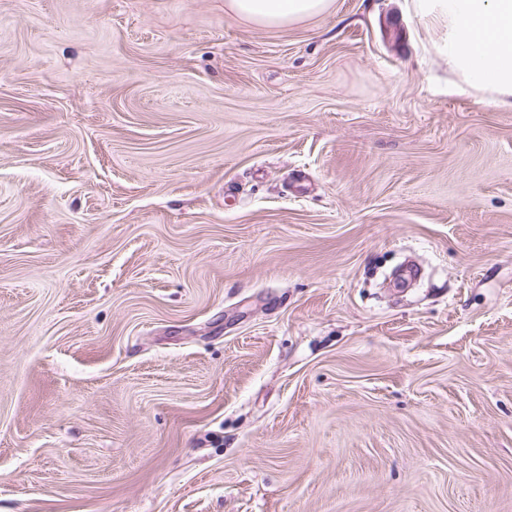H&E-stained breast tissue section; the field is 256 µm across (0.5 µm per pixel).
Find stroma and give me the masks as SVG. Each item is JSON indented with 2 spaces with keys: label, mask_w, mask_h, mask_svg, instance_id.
I'll use <instances>...</instances> for the list:
<instances>
[{
  "label": "stroma",
  "mask_w": 512,
  "mask_h": 512,
  "mask_svg": "<svg viewBox=\"0 0 512 512\" xmlns=\"http://www.w3.org/2000/svg\"><path fill=\"white\" fill-rule=\"evenodd\" d=\"M404 0H0V512H512V110ZM334 0H226L230 15L263 27H285L317 17L333 5Z\"/></svg>",
  "instance_id": "obj_1"
}]
</instances>
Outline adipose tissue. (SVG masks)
I'll return each instance as SVG.
<instances>
[{"instance_id":"ef3b65f1","label":"adipose tissue","mask_w":512,"mask_h":512,"mask_svg":"<svg viewBox=\"0 0 512 512\" xmlns=\"http://www.w3.org/2000/svg\"><path fill=\"white\" fill-rule=\"evenodd\" d=\"M334 0H225L230 15L263 27L317 17ZM457 82L512 110V0H406Z\"/></svg>"}]
</instances>
